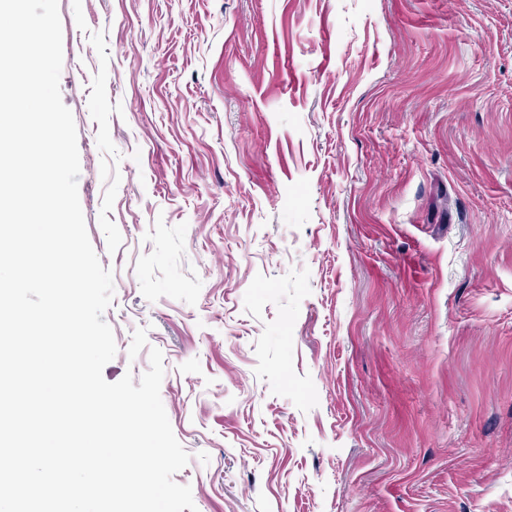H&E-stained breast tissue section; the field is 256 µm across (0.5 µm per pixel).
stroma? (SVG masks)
<instances>
[{"mask_svg": "<svg viewBox=\"0 0 512 512\" xmlns=\"http://www.w3.org/2000/svg\"><path fill=\"white\" fill-rule=\"evenodd\" d=\"M59 14L103 376L161 350L197 512H512V0Z\"/></svg>", "mask_w": 512, "mask_h": 512, "instance_id": "1", "label": "stroma"}]
</instances>
